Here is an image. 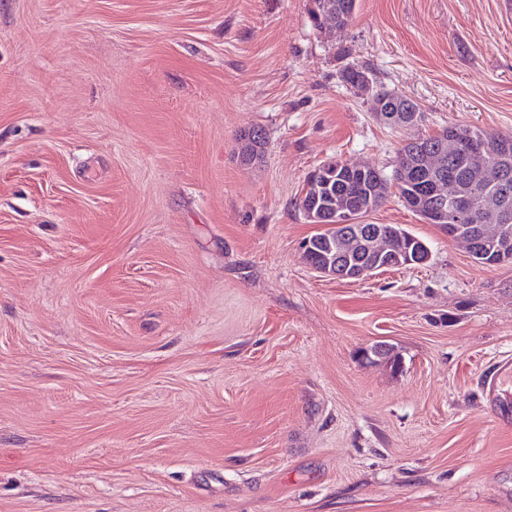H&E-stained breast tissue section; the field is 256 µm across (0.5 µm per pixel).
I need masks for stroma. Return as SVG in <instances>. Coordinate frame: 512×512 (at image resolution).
I'll return each instance as SVG.
<instances>
[{"mask_svg":"<svg viewBox=\"0 0 512 512\" xmlns=\"http://www.w3.org/2000/svg\"><path fill=\"white\" fill-rule=\"evenodd\" d=\"M310 6L0 0V512H512V262L393 195L366 223L428 262L327 276L298 206L328 161L512 133V0ZM356 2V0H311V22L315 28L322 31L326 22L323 17L333 11L337 29L343 30L349 26L353 18ZM372 94L374 97V100L372 101V111L378 119L379 114L385 116L396 115L393 119L382 120V122L388 126H406V124L412 119V113H416L417 105L412 99L405 95L403 96L406 97V99L403 100L399 96H391L395 94V91H389L383 88L375 90Z\"/></svg>","mask_w":512,"mask_h":512,"instance_id":"stroma-1","label":"stroma"}]
</instances>
